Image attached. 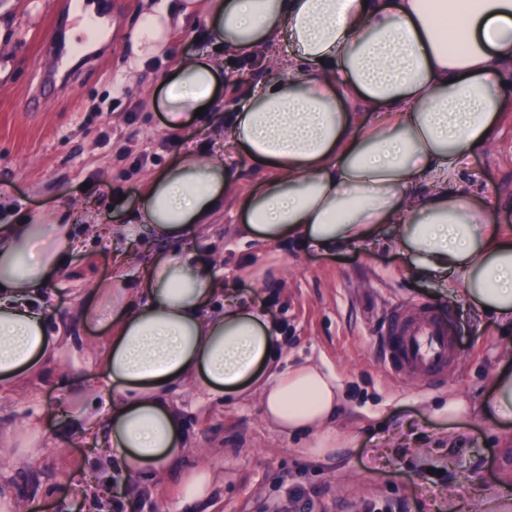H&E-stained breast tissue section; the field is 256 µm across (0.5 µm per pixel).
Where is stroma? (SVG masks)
Here are the masks:
<instances>
[{
	"label": "stroma",
	"mask_w": 512,
	"mask_h": 512,
	"mask_svg": "<svg viewBox=\"0 0 512 512\" xmlns=\"http://www.w3.org/2000/svg\"><path fill=\"white\" fill-rule=\"evenodd\" d=\"M163 2L0 0L6 7L0 14V189L11 193L16 222L49 215L63 194L92 204L97 223L131 222L154 172L179 151H212L214 112L175 131L164 124L160 103L170 59H155L135 74L129 69L128 33ZM90 5L93 23L114 35L84 68L83 35L75 34L70 46L66 34ZM173 43L179 55L224 53L200 12L185 16ZM267 77L249 62L225 61L219 90L225 111ZM35 89L39 105L26 109ZM223 159L236 175L233 192L193 248L201 258H217L225 286L249 293L277 322L281 366L320 363L336 375L342 387L336 434L355 445L316 457L313 436L275 430L256 397L227 403L189 381L169 395L189 450L162 475L129 478L121 512H359L365 500L388 504V512H512V423L481 411L495 370L512 354V330L449 303L439 284L418 277L402 254L244 239L240 210L265 173L232 149ZM464 174L479 181L493 223L512 230V106L490 145L467 158ZM74 233L82 251L43 290L49 329L62 337L58 357L0 391V436L15 434L17 447L38 451L33 463L20 466L12 453L0 454V490L11 492L15 512H97L92 496L75 495L67 477L101 475L109 464L95 442L73 437L60 412L86 395L95 401L87 413L92 424L109 409L97 361L111 338L83 320L84 297L92 285L116 278L137 286L158 248L143 236L119 266L101 236L81 224ZM397 301L449 314L463 363L453 384L422 389L385 375L377 336ZM453 395L472 404L471 414L455 422L437 413ZM202 465L213 477L211 493L185 501L183 479Z\"/></svg>",
	"instance_id": "stroma-1"
}]
</instances>
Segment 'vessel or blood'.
Here are the masks:
<instances>
[{
  "label": "vessel or blood",
  "mask_w": 512,
  "mask_h": 512,
  "mask_svg": "<svg viewBox=\"0 0 512 512\" xmlns=\"http://www.w3.org/2000/svg\"><path fill=\"white\" fill-rule=\"evenodd\" d=\"M380 360L396 380L427 387L448 382L459 368L448 318L420 305L394 309L381 336Z\"/></svg>",
  "instance_id": "vessel-or-blood-1"
}]
</instances>
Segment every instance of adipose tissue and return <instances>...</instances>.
<instances>
[{"label":"adipose tissue","instance_id":"adipose-tissue-1","mask_svg":"<svg viewBox=\"0 0 512 512\" xmlns=\"http://www.w3.org/2000/svg\"><path fill=\"white\" fill-rule=\"evenodd\" d=\"M206 21L223 57L178 58L161 106L177 130L198 108L218 106L224 57L270 71L223 126L226 142L270 172L245 201L246 238L399 252L449 300L512 325V234L496 229L460 175L512 99V0H208ZM173 22L161 8L135 27L132 70L165 56ZM361 111L375 115L368 126L355 123ZM234 183L219 156L181 152L150 177L136 222L102 232L120 259L145 231L187 242L223 210ZM73 206L66 197L56 213L0 225V384L38 368L56 341L36 290L80 246ZM139 285L94 286L99 305L84 311L112 323L101 371L114 403L100 443L121 463L117 483L162 474L187 452L168 400L184 380L206 395L255 391L280 432H312L316 454L335 452L336 377L312 364L275 370V321L249 298L222 293L212 264L162 251ZM483 410L512 420V358Z\"/></svg>","mask_w":512,"mask_h":512}]
</instances>
